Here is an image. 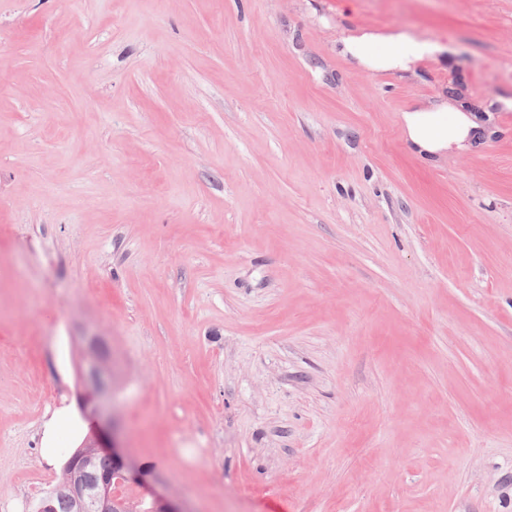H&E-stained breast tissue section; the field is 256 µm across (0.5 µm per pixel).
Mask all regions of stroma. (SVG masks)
<instances>
[{"label": "stroma", "instance_id": "1", "mask_svg": "<svg viewBox=\"0 0 512 512\" xmlns=\"http://www.w3.org/2000/svg\"><path fill=\"white\" fill-rule=\"evenodd\" d=\"M404 29L453 54L371 74ZM512 0H0V500L93 431L183 512H512ZM489 113L427 163L402 113ZM436 45L413 38L403 30L362 31L343 40V53L358 68L378 72H408L424 57L439 52Z\"/></svg>", "mask_w": 512, "mask_h": 512}]
</instances>
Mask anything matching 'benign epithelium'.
I'll return each mask as SVG.
<instances>
[{"label": "benign epithelium", "instance_id": "obj_1", "mask_svg": "<svg viewBox=\"0 0 512 512\" xmlns=\"http://www.w3.org/2000/svg\"><path fill=\"white\" fill-rule=\"evenodd\" d=\"M98 343V337H91L88 349L81 352V364L78 367L81 386L78 407L83 416L95 419L98 424V429L93 432L91 447L117 463L119 465L117 472L131 481L137 477V473L134 466L125 461L123 447L120 446L116 434L115 417L112 411L111 367L107 362L99 359ZM66 490L81 503L91 501L99 512H139L137 503L116 499L112 494L111 483L108 481L89 489L81 482L74 480Z\"/></svg>", "mask_w": 512, "mask_h": 512}]
</instances>
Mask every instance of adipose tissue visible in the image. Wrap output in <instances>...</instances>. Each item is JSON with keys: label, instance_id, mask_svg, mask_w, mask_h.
<instances>
[{"label": "adipose tissue", "instance_id": "ef3b65f1", "mask_svg": "<svg viewBox=\"0 0 512 512\" xmlns=\"http://www.w3.org/2000/svg\"><path fill=\"white\" fill-rule=\"evenodd\" d=\"M437 51L436 45L402 30L363 31L343 41V52L354 65L373 73L411 71L419 61ZM401 132L409 150L429 162L471 152L487 129L475 113L450 104L403 113Z\"/></svg>", "mask_w": 512, "mask_h": 512}]
</instances>
